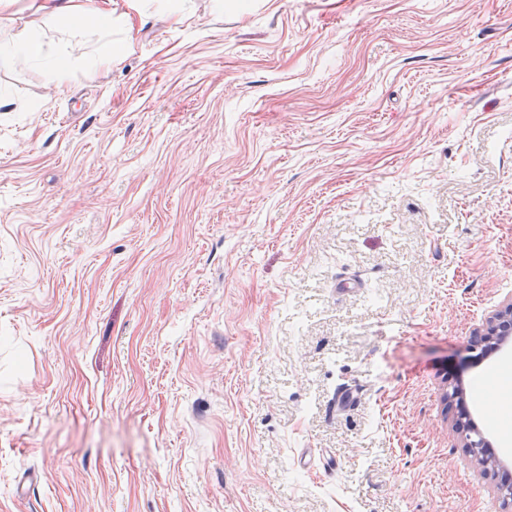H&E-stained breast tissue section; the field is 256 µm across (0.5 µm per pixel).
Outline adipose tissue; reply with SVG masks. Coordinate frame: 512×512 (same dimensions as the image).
<instances>
[{
    "label": "adipose tissue",
    "instance_id": "ef3b65f1",
    "mask_svg": "<svg viewBox=\"0 0 512 512\" xmlns=\"http://www.w3.org/2000/svg\"><path fill=\"white\" fill-rule=\"evenodd\" d=\"M17 0H0V61L18 69L36 68L64 90L73 67L70 54L57 51L44 37L17 29L5 15L15 7ZM41 8L61 18L65 33L70 38H82L89 28L108 31L112 28L110 0H42Z\"/></svg>",
    "mask_w": 512,
    "mask_h": 512
}]
</instances>
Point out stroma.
Here are the masks:
<instances>
[{
  "instance_id": "obj_1",
  "label": "stroma",
  "mask_w": 512,
  "mask_h": 512,
  "mask_svg": "<svg viewBox=\"0 0 512 512\" xmlns=\"http://www.w3.org/2000/svg\"><path fill=\"white\" fill-rule=\"evenodd\" d=\"M164 2L0 62V512H512V0ZM17 1H0V61L22 70L38 68L62 92L73 67L72 56L55 50L42 36L18 30L9 16L2 21L1 13H16L12 8ZM121 49V46H112V41L102 42L83 54V64L89 70H108L112 67V61L121 54ZM484 333L478 334L484 337V343L496 339L497 349L501 345L510 343L512 339V300L498 307L485 321Z\"/></svg>"
}]
</instances>
